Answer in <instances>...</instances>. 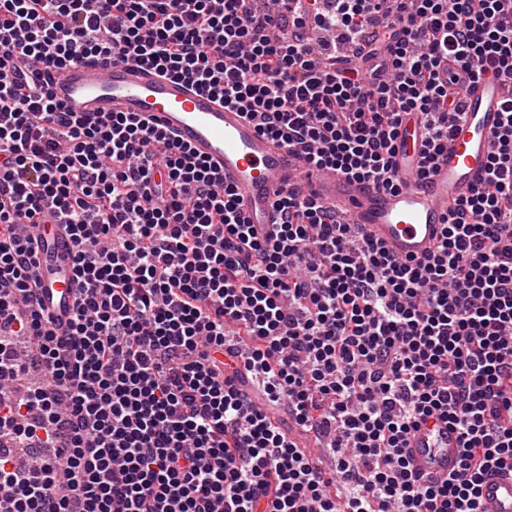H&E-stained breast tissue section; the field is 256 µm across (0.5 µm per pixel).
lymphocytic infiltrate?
Listing matches in <instances>:
<instances>
[{
  "label": "lymphocytic infiltrate",
  "instance_id": "obj_1",
  "mask_svg": "<svg viewBox=\"0 0 512 512\" xmlns=\"http://www.w3.org/2000/svg\"><path fill=\"white\" fill-rule=\"evenodd\" d=\"M504 0H0V512H481L512 472V26ZM148 63L240 107L309 162L398 189L448 148L461 75L508 83L487 175L435 252L392 258L292 189L266 233L237 191L130 112L37 81ZM60 224L68 321L35 304ZM459 435L422 474L421 421ZM434 429L436 431L432 434ZM434 438L437 439L436 445L433 444ZM408 448H411L412 464L417 471L446 474L457 458L458 434L448 423L429 419L411 437Z\"/></svg>",
  "mask_w": 512,
  "mask_h": 512
}]
</instances>
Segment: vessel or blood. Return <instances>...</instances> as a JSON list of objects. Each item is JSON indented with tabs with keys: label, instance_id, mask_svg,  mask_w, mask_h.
<instances>
[{
	"label": "vessel or blood",
	"instance_id": "vessel-or-blood-1",
	"mask_svg": "<svg viewBox=\"0 0 512 512\" xmlns=\"http://www.w3.org/2000/svg\"><path fill=\"white\" fill-rule=\"evenodd\" d=\"M40 80L68 112H132L158 124L205 159L212 171L239 194V216L246 224L276 221V199L296 184L321 205L361 225L392 257L426 258L434 250L448 207L482 181L492 139L501 122L504 77L485 73L458 86L462 112L427 181H418L422 162L421 124L404 120L399 130L395 169L402 181L395 191L369 182L310 168L303 152L262 134L240 108L190 83L161 74L146 64L119 59L78 60L43 72ZM38 301L56 316L72 305L70 243L60 226L40 224ZM411 460L423 473H447L458 454L456 430L431 419L411 437ZM482 512H512V475L486 477Z\"/></svg>",
	"mask_w": 512,
	"mask_h": 512
}]
</instances>
